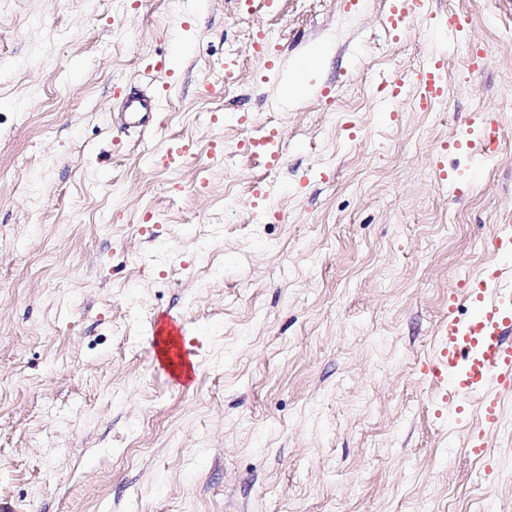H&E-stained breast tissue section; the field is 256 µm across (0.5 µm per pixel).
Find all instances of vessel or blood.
<instances>
[{"label": "vessel or blood", "mask_w": 512, "mask_h": 512, "mask_svg": "<svg viewBox=\"0 0 512 512\" xmlns=\"http://www.w3.org/2000/svg\"><path fill=\"white\" fill-rule=\"evenodd\" d=\"M431 0H390L384 22L388 32L402 35L411 23L448 42L464 36L466 22L456 13L434 14ZM448 84V63L441 53L430 54L411 77H394L391 90L381 99L382 111H389L403 97L412 96L421 106L429 107L443 100ZM159 110L158 98L132 94L121 103V125L125 128L154 124ZM499 136L496 116L485 115L476 132L463 137L465 152L472 170H480L495 157L493 142ZM244 148L263 155L268 166L277 168L284 162L276 130L247 138ZM193 155L187 142L170 144L161 154V163L175 168ZM493 247L499 260L492 271L475 278L468 290L472 316L461 321L449 318L437 330V349L430 373L440 386L452 413L461 414L479 407L480 422L468 434L467 451L481 458L489 453L482 433L487 427L504 424L502 401L512 393V226L502 225ZM156 336L170 339L173 358H187V333L182 321L172 318L157 324Z\"/></svg>", "instance_id": "vessel-or-blood-1"}]
</instances>
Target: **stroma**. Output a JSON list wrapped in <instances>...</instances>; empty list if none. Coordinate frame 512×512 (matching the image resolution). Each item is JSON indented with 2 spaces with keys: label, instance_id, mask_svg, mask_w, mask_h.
<instances>
[{
  "label": "stroma",
  "instance_id": "obj_1",
  "mask_svg": "<svg viewBox=\"0 0 512 512\" xmlns=\"http://www.w3.org/2000/svg\"><path fill=\"white\" fill-rule=\"evenodd\" d=\"M388 4L0 0V512H512V457L464 454L477 413L450 425L428 372L512 225V0H432L478 70L419 25L388 38ZM432 49L442 117L380 111ZM162 84L156 124L114 126ZM484 112L502 147L451 192L437 169L467 171L449 142ZM269 123L280 168L211 158ZM175 141L197 156L169 170ZM164 316L198 359L180 389Z\"/></svg>",
  "mask_w": 512,
  "mask_h": 512
}]
</instances>
